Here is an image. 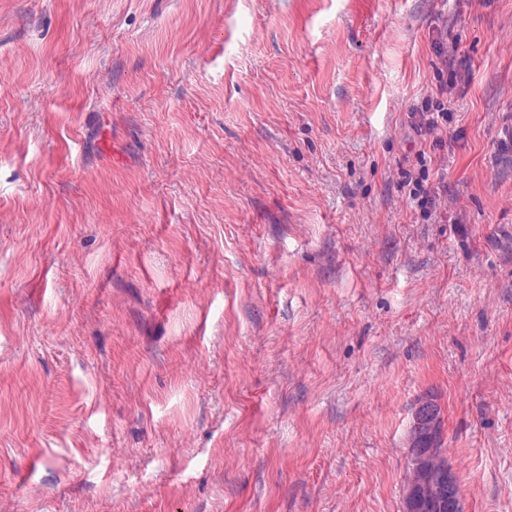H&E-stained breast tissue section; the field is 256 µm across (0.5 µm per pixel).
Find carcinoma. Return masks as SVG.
<instances>
[{
	"mask_svg": "<svg viewBox=\"0 0 512 512\" xmlns=\"http://www.w3.org/2000/svg\"><path fill=\"white\" fill-rule=\"evenodd\" d=\"M435 410L432 426L410 430V472L406 512H448V503L442 502L436 478L449 470L447 449L444 448L441 407L431 396L421 398Z\"/></svg>",
	"mask_w": 512,
	"mask_h": 512,
	"instance_id": "cac0c4a2",
	"label": "carcinoma"
}]
</instances>
